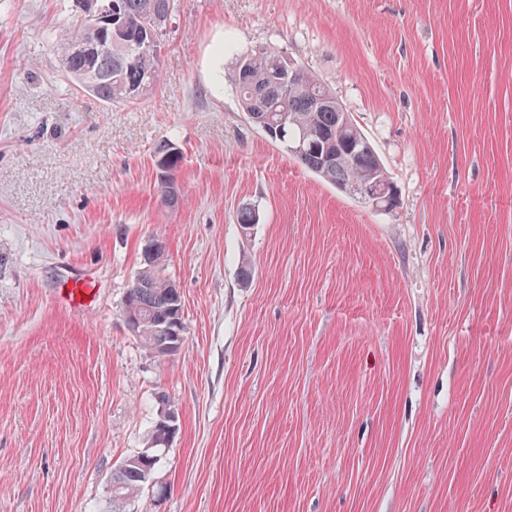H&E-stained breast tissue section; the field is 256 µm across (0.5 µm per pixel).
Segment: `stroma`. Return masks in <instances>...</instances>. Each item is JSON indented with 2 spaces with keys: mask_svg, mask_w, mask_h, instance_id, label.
Returning <instances> with one entry per match:
<instances>
[{
  "mask_svg": "<svg viewBox=\"0 0 512 512\" xmlns=\"http://www.w3.org/2000/svg\"><path fill=\"white\" fill-rule=\"evenodd\" d=\"M88 6L0 0V512H100L166 403L127 512H512V0H176L157 85L112 106L59 67ZM256 46L330 85L396 209L249 125L227 72ZM154 239L186 326L164 359L122 311ZM157 154L160 155L158 162L161 169L160 183L162 194L168 204L176 203L178 187L173 175V169L177 165L178 155L175 149L170 147L168 143L159 146ZM93 290L92 282L82 277H71L64 281L60 289L62 299L70 306L77 308L83 305L87 295ZM158 419L159 415L151 425L146 446L126 456L112 471L110 480L112 492L109 493L104 510L101 512H126L128 504L151 482L155 468L165 450L162 445L157 444L159 440L157 428L162 436V444L166 446L177 431V416L174 411L163 410L159 421ZM111 486H109V492Z\"/></svg>",
  "mask_w": 512,
  "mask_h": 512,
  "instance_id": "35a3bbf8",
  "label": "stroma"
}]
</instances>
